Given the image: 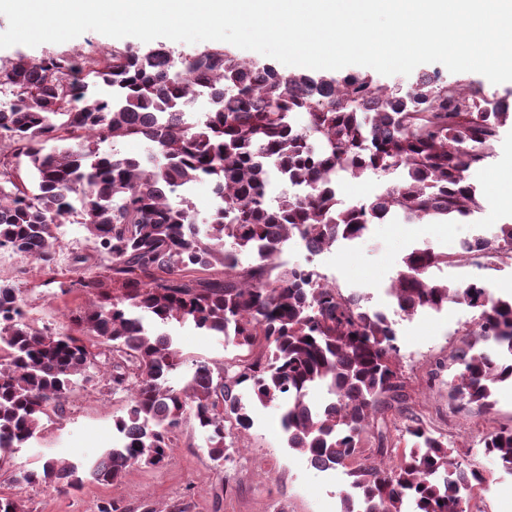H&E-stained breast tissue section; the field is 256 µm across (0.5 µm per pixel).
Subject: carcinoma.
<instances>
[{
    "label": "carcinoma",
    "mask_w": 512,
    "mask_h": 512,
    "mask_svg": "<svg viewBox=\"0 0 512 512\" xmlns=\"http://www.w3.org/2000/svg\"><path fill=\"white\" fill-rule=\"evenodd\" d=\"M162 60L167 72L159 75ZM82 69L77 84L67 80L79 71L70 54L0 63V87L13 96L0 109V251L50 273L57 229L76 217L91 254L74 262L83 265L81 287L97 297L69 324L39 328L26 321L17 289L0 279V461L45 438L76 385L105 377L112 392L125 394L127 410L114 420L115 444L85 466L99 484L120 482L135 463H164L188 418L219 461L229 450L226 423L241 435L253 425L251 406L274 405L288 447L322 470L346 469L352 492L343 512H468L460 504L486 478L461 469L443 434L412 418L409 450L390 443L409 399L394 322L279 257L296 236L316 254L383 220L437 224L472 215L477 193L466 172L490 157L512 106L434 72L419 74L405 95L362 76L283 77L222 46L181 56L114 45L84 58ZM205 81L215 91L197 118L187 108ZM76 95L82 107L72 112ZM128 139L150 143L151 167L99 150ZM16 161L28 166L33 185ZM396 170L401 183L369 202L339 198L347 174ZM202 178L220 205L200 224L169 197ZM474 241L488 257L511 249L512 224ZM243 254L253 261L243 263ZM448 261L413 249L390 292L407 317L449 303L478 311L455 356L449 398L465 416H480L492 408L495 387L512 383V296L493 297L481 281L461 288L431 280L429 269ZM173 321L247 355L230 367L196 362L175 387L171 377L186 360L159 331ZM313 387L330 399L309 405ZM372 428L375 446L367 448L363 434ZM482 444L512 474V427ZM13 481L69 490L82 477L72 462L49 457Z\"/></svg>",
    "instance_id": "carcinoma-1"
}]
</instances>
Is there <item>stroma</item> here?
Wrapping results in <instances>:
<instances>
[{
    "mask_svg": "<svg viewBox=\"0 0 512 512\" xmlns=\"http://www.w3.org/2000/svg\"><path fill=\"white\" fill-rule=\"evenodd\" d=\"M114 38L88 31L69 41L35 47L0 48V60L23 56L34 60L66 52L82 59L114 45ZM467 180L477 189L479 207L467 223L409 224L397 219L370 225L365 234L340 242L312 256L290 247L281 259L287 264H306L329 282L360 296L364 307L393 319L400 364L409 382L410 411L428 427L445 434L456 459L468 469L480 470L489 487L476 491L471 512H512V475L501 470L483 452L482 438L503 426H512V385H500L492 409L476 418L453 412L449 385L458 367L451 360L463 345V331L471 326L474 309L451 304L439 310L424 309L412 317L399 316L388 290L403 257L413 248L429 247L454 256V264L432 268L433 280L462 286L481 280L492 296L512 294V270L493 276L473 262L458 259L463 238L489 233L496 225L512 223V126L504 128L486 163L470 169ZM399 183L398 173L345 176L340 186L344 202H363ZM60 241L58 281L72 283L69 294L34 262L16 254L0 253V278L19 290L28 322L56 327L72 313L83 310L90 295L79 288L81 269L70 261L73 253L89 252L83 225L71 222L58 229ZM187 363L208 361L224 364L241 358L243 349L189 324L166 327ZM123 395L112 393L107 383L76 388L59 428L46 439L17 449L0 465V496L26 500L31 512H98L107 501L118 502L121 512H341L342 497L349 489L343 469L320 471L306 457L289 448L275 407H255L253 426L244 438L246 448L214 462L203 447L194 421H186L179 440L160 467L135 464L121 482L112 486L85 484L80 490L60 492L42 486L19 488L15 472L37 466L47 456L74 462L98 458L115 440L113 421L124 415Z\"/></svg>",
    "mask_w": 512,
    "mask_h": 512,
    "instance_id": "obj_1",
    "label": "stroma"
}]
</instances>
